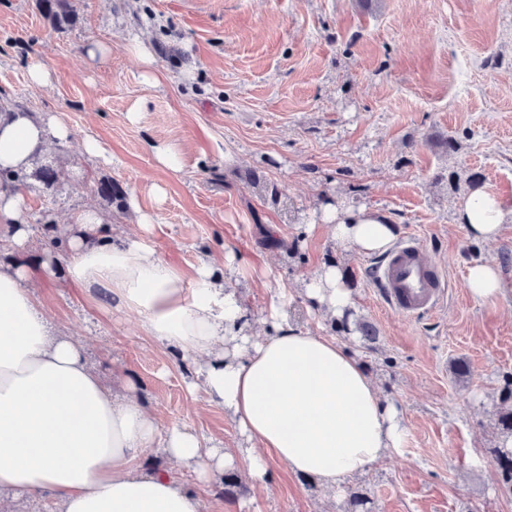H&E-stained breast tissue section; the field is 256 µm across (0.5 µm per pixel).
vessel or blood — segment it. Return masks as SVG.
Instances as JSON below:
<instances>
[{"label":"vessel or blood","instance_id":"vessel-or-blood-1","mask_svg":"<svg viewBox=\"0 0 512 512\" xmlns=\"http://www.w3.org/2000/svg\"><path fill=\"white\" fill-rule=\"evenodd\" d=\"M372 283L387 308L403 317L416 318L441 307L448 279L421 240L409 233L376 263Z\"/></svg>","mask_w":512,"mask_h":512}]
</instances>
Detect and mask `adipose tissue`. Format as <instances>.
Masks as SVG:
<instances>
[{
  "instance_id": "adipose-tissue-1",
  "label": "adipose tissue",
  "mask_w": 512,
  "mask_h": 512,
  "mask_svg": "<svg viewBox=\"0 0 512 512\" xmlns=\"http://www.w3.org/2000/svg\"><path fill=\"white\" fill-rule=\"evenodd\" d=\"M69 135L53 115L2 113L0 168H27L48 137ZM331 216L336 241L358 252L384 253L394 241L390 219L366 208ZM504 220L498 199L480 189L456 218L482 242L495 241ZM66 244L69 281L94 302L138 313L149 336L198 361L206 403L229 412L249 445L222 452L188 426L163 425L121 376L102 377L80 339L54 333L27 269H0V512L20 494L48 498L56 512H205L199 489L226 470L267 488L268 448L328 488L403 448L397 408L345 344L282 324L249 336L247 310L213 262H200L187 288L179 269L142 240H114L91 211L77 216ZM305 296L330 320L352 303L334 265L308 280ZM156 448L191 481L144 467Z\"/></svg>"
}]
</instances>
